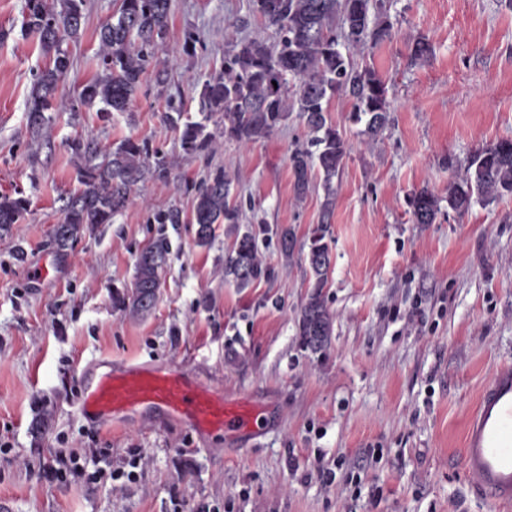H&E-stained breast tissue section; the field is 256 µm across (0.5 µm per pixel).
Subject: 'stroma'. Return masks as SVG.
<instances>
[{"mask_svg": "<svg viewBox=\"0 0 512 512\" xmlns=\"http://www.w3.org/2000/svg\"><path fill=\"white\" fill-rule=\"evenodd\" d=\"M391 42L355 54L383 76L391 121L363 141L343 96L329 114L351 151L336 180L332 267L324 290L336 321L323 354L302 347L297 315L308 293L304 256L322 190L296 200L288 156L309 134L297 115L243 147L185 155L155 73L168 72L183 118L200 120L198 90L233 42L279 35L252 0H171L166 44L129 111L72 108L100 72L98 33L120 0H86L58 111L28 120L35 75L48 63L22 30L25 0H0V194L26 198L21 223L0 234V512H512L475 492L462 465L468 423L496 369L512 366V196L468 213L413 223L411 191L446 196L454 165L479 146L512 138V0H384ZM433 46L411 62L409 45ZM149 141L174 162L149 179L109 224L59 255L61 199L79 188L71 144L107 152ZM230 168L252 215L292 226L275 276L239 289L224 280L223 225L198 245L193 224H151L171 207L190 212L194 187ZM169 242L155 308L133 318L112 305L131 287L139 253ZM183 366L230 399L265 406L259 437L202 438L185 425L93 426L77 412L80 371L101 359ZM64 448H108L113 465L137 449L136 483H64L50 473Z\"/></svg>", "mask_w": 512, "mask_h": 512, "instance_id": "1", "label": "stroma"}]
</instances>
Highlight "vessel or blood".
Masks as SVG:
<instances>
[{
    "mask_svg": "<svg viewBox=\"0 0 512 512\" xmlns=\"http://www.w3.org/2000/svg\"><path fill=\"white\" fill-rule=\"evenodd\" d=\"M77 411L98 425L174 420L203 436L258 434L266 410L231 401L211 384L171 365L108 361L82 369ZM474 488L501 505L512 504V367L498 368L472 417L462 454Z\"/></svg>",
    "mask_w": 512,
    "mask_h": 512,
    "instance_id": "vessel-or-blood-1",
    "label": "vessel or blood"
}]
</instances>
